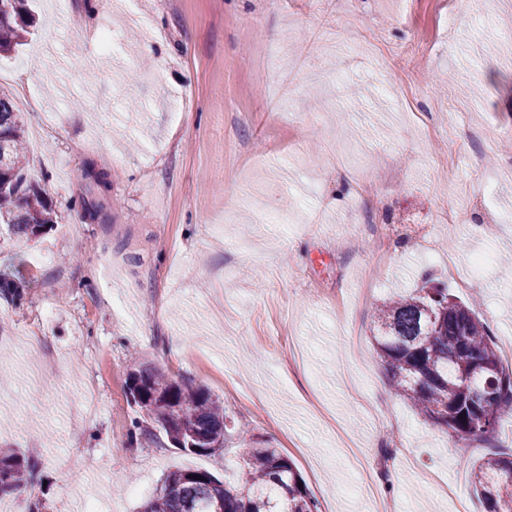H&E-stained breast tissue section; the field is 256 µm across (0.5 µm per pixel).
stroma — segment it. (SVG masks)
Returning a JSON list of instances; mask_svg holds the SVG:
<instances>
[{
    "instance_id": "obj_1",
    "label": "stroma",
    "mask_w": 512,
    "mask_h": 512,
    "mask_svg": "<svg viewBox=\"0 0 512 512\" xmlns=\"http://www.w3.org/2000/svg\"><path fill=\"white\" fill-rule=\"evenodd\" d=\"M27 8L0 88L55 223L0 237L24 290L0 299V449L37 463L39 512H139L175 468L236 481L254 435L290 457L319 512H374L343 436L392 512H454L431 476L512 450V420L464 448L418 415L391 390L375 315L430 277L496 343L512 339V265L498 262L512 256V181L495 180L512 159V0ZM113 27L124 45L101 52ZM492 123L508 136L451 139ZM364 183L388 223L422 229L394 238L372 285ZM485 251L497 262L479 278L449 274ZM141 363L238 419L222 455H181L147 419L131 437Z\"/></svg>"
}]
</instances>
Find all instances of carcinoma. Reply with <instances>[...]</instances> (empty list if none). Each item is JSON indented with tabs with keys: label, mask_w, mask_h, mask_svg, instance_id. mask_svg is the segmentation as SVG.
<instances>
[{
	"label": "carcinoma",
	"mask_w": 512,
	"mask_h": 512,
	"mask_svg": "<svg viewBox=\"0 0 512 512\" xmlns=\"http://www.w3.org/2000/svg\"><path fill=\"white\" fill-rule=\"evenodd\" d=\"M22 0H0V53L23 37ZM25 128L13 99L0 91V227L10 238L29 240L54 224L53 209L28 183ZM22 293L0 276V298ZM378 356L396 395L424 419L468 448L495 437L501 417L512 412V371L503 366L487 324L446 288L423 285L384 303L376 314ZM127 388L142 416L165 432L184 454L212 456L226 448L238 424L211 393L140 364ZM244 466L234 484L206 470L175 469L141 512H318L295 464L259 440L242 441ZM471 483L488 512H512V457L495 453L473 464ZM38 465L16 451L0 452V494L20 488L35 494Z\"/></svg>",
	"instance_id": "obj_1"
}]
</instances>
